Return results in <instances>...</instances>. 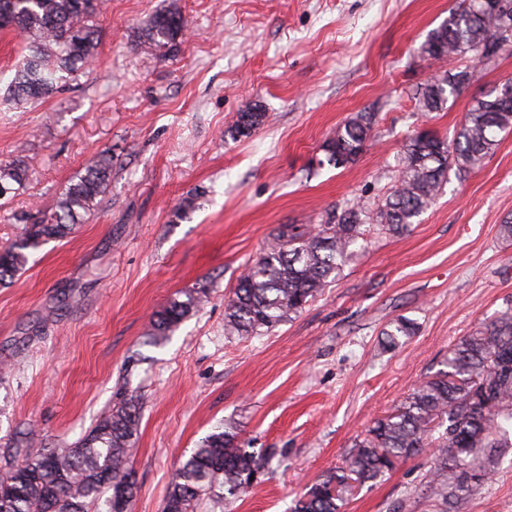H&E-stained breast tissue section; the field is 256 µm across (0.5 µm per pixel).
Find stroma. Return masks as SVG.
I'll return each instance as SVG.
<instances>
[{
  "instance_id": "35a3bbf8",
  "label": "stroma",
  "mask_w": 512,
  "mask_h": 512,
  "mask_svg": "<svg viewBox=\"0 0 512 512\" xmlns=\"http://www.w3.org/2000/svg\"><path fill=\"white\" fill-rule=\"evenodd\" d=\"M166 3L106 0L97 59L76 85L25 108L0 103V160L27 168L24 190L0 206V246L54 209L96 152H112L93 214L0 286V468L29 434L74 443L135 397L131 512H163L176 469L220 424L238 426L244 447L276 451L224 512H289L456 343L512 307V239L500 231L512 132L408 231L370 226L338 280L271 331L225 335V304L285 225L354 203L377 210L406 137L451 136L472 98L512 81V49L425 115L417 87L469 64L419 54L456 0H181L188 27L163 59L138 34ZM250 104L267 122L233 135ZM359 112L376 115L372 142L354 163L328 164L324 142ZM190 192L199 207L176 220ZM200 286L207 301L151 344V315ZM401 316L417 330L386 349L381 332ZM429 471L420 453L356 489L345 512H444L423 491ZM454 512H512V448Z\"/></svg>"
}]
</instances>
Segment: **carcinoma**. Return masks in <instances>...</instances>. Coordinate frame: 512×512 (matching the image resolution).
Masks as SVG:
<instances>
[{"mask_svg":"<svg viewBox=\"0 0 512 512\" xmlns=\"http://www.w3.org/2000/svg\"><path fill=\"white\" fill-rule=\"evenodd\" d=\"M103 0H0V31L25 36L21 60L5 87L4 101L22 107L63 90L97 54L98 20ZM185 30L179 0H169L138 36L139 44L169 57ZM512 46V0H461L419 48L432 59L468 57L489 62ZM476 68L433 77L417 91L422 112H440L470 84ZM266 113L249 107L239 113L234 130L248 137L264 124ZM375 114L359 112L336 128L324 144L336 167L353 163L366 149ZM512 130V82L476 97L452 140L425 130L406 141L397 179L385 204L371 214L354 204L314 228L293 227L275 245L247 265L224 311L228 336H259L301 312L322 290L336 282L361 227L374 221L400 234L435 202L450 176L463 179L479 169L498 145V135ZM112 181V153L102 151L61 191L55 210L22 236L0 249V286L25 270L31 253L68 237L95 210ZM26 183L24 161H0V200L13 198ZM199 194L183 197L174 216L183 219L198 208ZM152 320L150 342L171 335L197 309L207 292H182ZM415 323L397 318L382 332L383 344L395 347L411 336ZM141 420L139 401L131 398L101 416L81 439L67 448L15 449L0 474V512H87L106 496L104 512H130L137 492L129 466ZM431 449L425 491L445 507L467 499L488 480L495 454L512 448V308L448 353L447 369L423 380L390 415L379 419L357 441L343 466L327 472L295 500L293 512H344L356 485L375 482L406 459ZM272 453H257L239 441L234 426L206 435L182 463L171 485L164 512L212 508L252 485Z\"/></svg>","mask_w":512,"mask_h":512,"instance_id":"cac0c4a2","label":"carcinoma"}]
</instances>
